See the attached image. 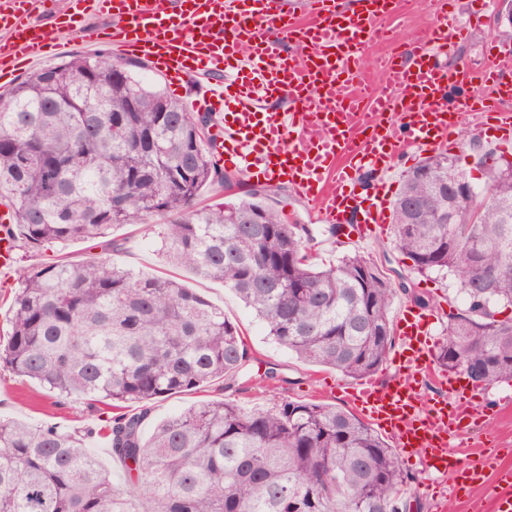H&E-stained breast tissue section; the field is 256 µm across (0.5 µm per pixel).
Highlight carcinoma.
Returning <instances> with one entry per match:
<instances>
[{"label": "carcinoma", "mask_w": 512, "mask_h": 512, "mask_svg": "<svg viewBox=\"0 0 512 512\" xmlns=\"http://www.w3.org/2000/svg\"><path fill=\"white\" fill-rule=\"evenodd\" d=\"M139 67L74 55L0 96V204L15 214L17 250L143 224L166 262L223 282L279 346L346 377L376 374L392 348L397 292L429 301L360 253L315 263L308 227L269 204L272 187L197 205L205 187L241 179L204 144L212 116L186 111L138 78ZM475 167L490 191L472 186L456 202L449 186L469 179L458 159L438 153L408 171L392 205V242L416 272L457 276L464 308L448 315L435 358L492 387L512 381V317L495 309L512 305V175L482 152ZM450 209L451 228L440 223ZM261 212L265 223H254ZM16 273L0 364L63 405L93 411L107 399L141 410L73 431L0 418V512H410L395 450L334 405L210 399L144 434L151 402L248 375L238 327L180 282L104 255L36 266L19 257ZM100 431L121 463V486L87 448Z\"/></svg>", "instance_id": "obj_1"}]
</instances>
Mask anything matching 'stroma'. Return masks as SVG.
<instances>
[{"instance_id":"stroma-1","label":"stroma","mask_w":512,"mask_h":512,"mask_svg":"<svg viewBox=\"0 0 512 512\" xmlns=\"http://www.w3.org/2000/svg\"><path fill=\"white\" fill-rule=\"evenodd\" d=\"M497 12V6L486 7L480 24L473 26L469 39L448 46L446 51L440 53V62L448 66L465 60L473 64L480 63L496 37L494 19ZM431 20L432 0H407L406 9L398 20L394 41L372 47L364 57L365 71L377 72L376 62L382 55L411 54ZM274 206L282 210L291 221L308 226L313 237L312 253L318 258L334 263L360 252L373 259L390 278L404 276L410 288L430 301L429 307L436 317L433 326L435 339L440 341L445 338L449 314L463 307L453 276L437 272L417 273L412 268L411 260L394 249L392 237L388 234L362 242H350L345 237L332 236L328 223L320 220L312 205L297 197L288 185H280ZM112 236L119 243L118 251L113 254L118 263L144 274L177 278L208 301L222 306L225 317L243 331L254 362L263 368H276L282 376L275 390L256 384L223 391L214 384L198 391L156 400L152 404L148 424H155L199 401L219 396L249 408H268L276 400L288 397L354 410L355 405L347 391L356 387L355 379L301 361L266 338L254 314L223 284L201 279L187 270L164 264L156 251L154 237L147 235L141 226L128 224L116 227ZM509 393L512 394V382L486 390L474 389L472 403L475 414L470 428L462 433L458 441L457 451L462 459H474L479 447L483 445L512 450V406L505 401ZM0 416L32 424L51 422L67 429L81 428L94 421L93 416L57 405L47 389L16 376L3 366H0ZM401 466L411 477L406 490L413 504L411 512H469L465 497L451 496V477L430 472L417 458L402 460Z\"/></svg>"}]
</instances>
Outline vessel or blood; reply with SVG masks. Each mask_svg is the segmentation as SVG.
<instances>
[{"mask_svg":"<svg viewBox=\"0 0 512 512\" xmlns=\"http://www.w3.org/2000/svg\"><path fill=\"white\" fill-rule=\"evenodd\" d=\"M400 0H364L348 12L338 0H312L306 16L292 0H76L78 17L103 25L90 38L120 55L148 61L177 88L199 87L188 97L194 112L223 113L213 136L224 165L252 177L288 183L332 224L349 225L356 240L374 237L389 222L390 175L410 152L459 147L460 119L473 111L464 94L473 81L487 83L493 105L486 111L502 149L512 148V66L490 61L438 64L451 42L468 38V27L438 9L437 21L413 62L389 58L384 86L359 76L368 47L398 13ZM54 0H0V75L23 61L44 59L62 28L46 29ZM288 99L286 111L271 102ZM370 183H363V174ZM10 207L0 205V272L14 265L4 226ZM433 312L408 305L396 316L400 347L395 372L384 386H363L355 399L403 454L420 456L427 469L463 484L484 486L490 460L461 462L454 446L470 416L472 398L459 377L443 379L445 394L422 404V378L430 372L435 340ZM509 493L493 497L494 512H512V468L495 470Z\"/></svg>","mask_w":512,"mask_h":512,"instance_id":"1","label":"vessel or blood"}]
</instances>
